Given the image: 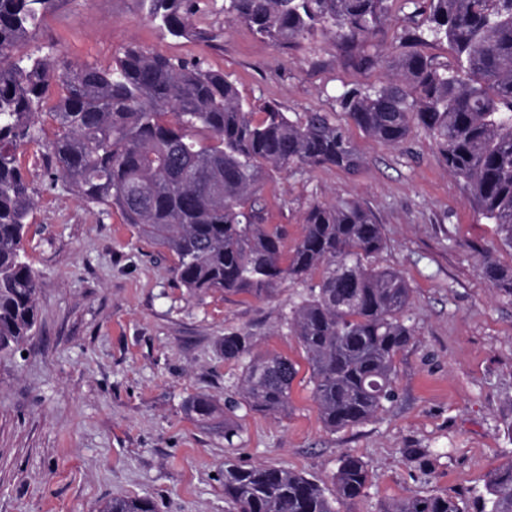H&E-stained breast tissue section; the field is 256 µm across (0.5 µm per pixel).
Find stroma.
I'll return each mask as SVG.
<instances>
[{
	"label": "stroma",
	"mask_w": 512,
	"mask_h": 512,
	"mask_svg": "<svg viewBox=\"0 0 512 512\" xmlns=\"http://www.w3.org/2000/svg\"><path fill=\"white\" fill-rule=\"evenodd\" d=\"M211 2L198 21L217 35L209 45L170 37L137 0H53L28 48L99 67L129 47L198 58L229 76L255 110L271 102L292 118L337 111L343 88L391 76L382 65L358 67L329 35L276 48L227 22L224 0ZM422 21L410 0H394L361 53L389 55ZM347 133L362 157L358 171L271 169L257 193L264 224L287 229L289 249L313 203L370 208L386 239L370 265L402 272L412 290L414 336L396 358L394 401L336 432L320 417L302 347L288 331L308 284H283L268 298L191 293L176 281L173 257L119 211L49 187L39 149L22 154L36 202L24 244L38 316L33 336L0 353V512H97L129 496L152 498L158 512H229L225 458L288 468L329 492L346 453L368 462L371 482L339 512H382L416 493L458 497L477 512L489 476L512 458V297L489 288L481 266L489 254L512 268V249L423 129L397 147L353 125ZM228 334L299 369L287 412L239 409L241 435L231 445L221 419L189 409L192 399L220 405L234 394L242 365L224 358Z\"/></svg>",
	"instance_id": "35a3bbf8"
}]
</instances>
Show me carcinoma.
<instances>
[{"label": "carcinoma", "instance_id": "carcinoma-1", "mask_svg": "<svg viewBox=\"0 0 512 512\" xmlns=\"http://www.w3.org/2000/svg\"><path fill=\"white\" fill-rule=\"evenodd\" d=\"M50 0H0V351L31 335L36 279L23 238L35 206L18 161L41 142V117L57 124L43 158L49 185L62 184L175 257L176 280L193 293L272 295L285 280L320 278L288 315L311 371L313 399L325 426L364 423L395 396L396 356L412 340L405 321L411 290L401 272L366 259L386 240L372 211L356 202H317L292 251L285 230L260 222L253 197L266 169L334 166L357 170L361 157L331 112L291 120L272 104L255 112L224 73L199 59L137 48L112 65L61 63L21 48L38 33ZM149 20L170 36L209 41L196 19L208 0H140ZM392 0H224V15L281 49L329 33L350 50L373 39ZM421 26L398 39L390 58L365 56L392 71L385 85L346 87L336 101L367 135L398 146L414 127L436 141L448 171L464 181L469 201L512 248V0H423ZM446 42L455 66L415 50ZM208 132L204 139L197 131ZM483 278L512 296V271L487 258ZM224 358L244 363L242 400L255 411L288 409L298 369L281 355L251 356L248 336H224ZM224 405V441L238 436ZM204 419L208 398L192 401ZM369 464L346 454L333 496L281 467L224 461V499L236 512H336L370 483ZM481 512H512V458L490 476ZM442 494L412 495L384 512H467ZM99 512H157L146 496L116 498Z\"/></svg>", "mask_w": 512, "mask_h": 512}]
</instances>
